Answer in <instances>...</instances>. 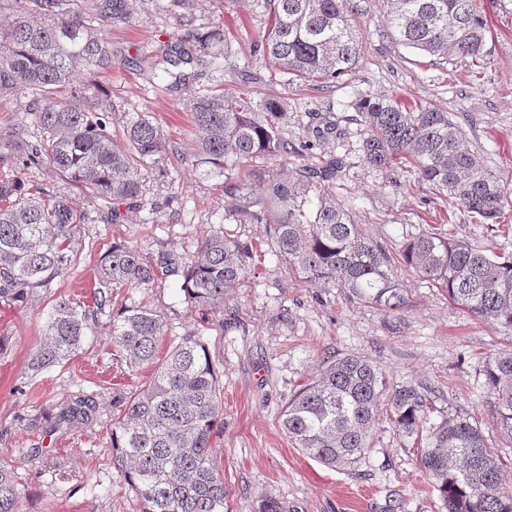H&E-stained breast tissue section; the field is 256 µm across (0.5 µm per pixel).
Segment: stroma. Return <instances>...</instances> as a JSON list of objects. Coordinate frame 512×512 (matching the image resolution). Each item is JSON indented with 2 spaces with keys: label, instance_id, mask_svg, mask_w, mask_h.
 <instances>
[{
  "label": "stroma",
  "instance_id": "stroma-1",
  "mask_svg": "<svg viewBox=\"0 0 512 512\" xmlns=\"http://www.w3.org/2000/svg\"><path fill=\"white\" fill-rule=\"evenodd\" d=\"M490 33V61L477 75L464 65H432L429 58L397 44L377 0H364L354 28L362 58L350 84L317 91L284 87L254 54L263 40L267 17L254 0H200L180 20L169 0H140L132 25H102L86 0H75L88 25L102 28L116 52L110 70L82 72L78 83L92 85L112 104V132L121 134L129 113L148 115L162 130L169 151L189 155L194 140L185 99L199 89L223 85L225 93L256 89L259 96L288 100L297 114L287 137L304 144L300 154L271 160L274 169L314 165L342 155L346 166L336 178L338 201L363 230L392 255H399L425 220L454 210L450 199L431 193L413 174L386 173L359 159L355 112L348 103L359 92L394 95L411 103H434L461 124L475 148L501 176L512 202V0H484ZM224 33L228 55L223 70L180 65L188 82L170 88L163 71L154 70L164 45L211 27ZM257 76L248 86L247 75ZM350 131L348 140L328 133V125ZM16 176L29 189L66 195L84 208L88 220L72 242L77 256L54 284V297L24 308L0 303V448L15 460L24 512H139L140 502L112 456L109 386H143L151 371L131 368L113 356L99 327L98 342L84 346L65 365L37 377L26 370L28 356L43 339L55 296L90 301L98 285L102 257L116 244L138 247L150 256L165 254L187 264L201 239L224 230L251 245L249 274L229 288L223 306L201 322L189 309L181 275L161 276L146 289L109 288L107 313L148 306L165 327L159 353L170 343L198 333L217 367L224 393L219 418L224 432L213 458L224 473L232 512H259L263 499L280 501L287 512H444L442 501L418 464L419 451L380 414L364 458L347 468L324 465L293 448L280 427L288 400L315 373L322 356L356 355L378 364L388 385L424 383L435 391L441 411L474 415L489 445L505 442L492 420L493 400L484 386L488 357L512 352V331L478 319L449 302L447 295L406 267L396 273L410 307L404 333H392L378 311L349 300L333 283L312 282L278 263L263 225L225 218L224 191L217 181H202L190 166L163 163L153 174L144 206L122 208L110 221L96 203L48 166L0 167V177ZM443 232L486 252L512 246V227L504 224H444ZM99 391L96 421L65 427L49 437L30 434L19 418L50 412L78 392ZM41 452L29 456L28 448Z\"/></svg>",
  "mask_w": 512,
  "mask_h": 512
}]
</instances>
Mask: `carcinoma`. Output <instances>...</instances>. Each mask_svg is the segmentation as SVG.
Wrapping results in <instances>:
<instances>
[{
    "mask_svg": "<svg viewBox=\"0 0 512 512\" xmlns=\"http://www.w3.org/2000/svg\"><path fill=\"white\" fill-rule=\"evenodd\" d=\"M0 13V97L29 93L25 111L41 129L14 128L0 146V163L48 164L117 216L120 206L144 205L153 164L166 154L159 127L146 116L130 119L125 145L112 139V108L87 86L73 84L79 71L108 69V39L85 26L74 0H10ZM389 16L391 36L444 65L488 61V26L480 0H376ZM268 28L259 46L285 85L316 90L351 80L361 43L351 25L360 0H261ZM101 20L133 23L128 0L97 5ZM174 64L208 68L224 56L218 29L174 47ZM195 141L191 166L224 187L227 213L266 225L277 259L311 281H328L353 301L404 328L405 288L383 245L365 234L352 212L336 202L334 180L343 160L299 166L282 175L254 166L256 158L286 157L301 148L285 136L288 102L244 92L196 91L187 99ZM358 114L359 151L368 167L389 173L413 169L417 180L454 199L476 224L505 222L506 187L475 150L464 129L433 105L359 93L349 103ZM87 214L62 195L36 197L18 178L0 179V299L19 307L51 293L74 263L70 244ZM248 245L219 231L204 237L183 274L182 290L207 319L224 294L249 269ZM406 266L460 309L512 329V253L486 254L443 232H420L404 245ZM176 273L136 247L114 245L98 268L94 305L56 299L42 343L32 352V376L69 361L95 335L98 314L112 286L147 288L159 273ZM108 341L132 367L154 363L164 323L147 308L126 309L109 319ZM485 386L496 400L493 421L512 439V353L488 359ZM432 391L411 384L395 388L378 365L354 355L322 359L317 374L288 400L280 426L294 447L330 467L350 466L370 448L382 405L399 434L414 443L426 437L419 466L439 492L446 512H512V490L503 485L500 451L488 446L478 422L455 412L429 424ZM112 454L141 501V512H229L224 476L211 458L222 406L215 366L197 334L184 336L139 391L112 390ZM94 393L80 392L56 405L47 418H25L27 431L50 434L89 423L99 413ZM0 512H22L12 465L0 461Z\"/></svg>",
    "mask_w": 512,
    "mask_h": 512,
    "instance_id": "cac0c4a2",
    "label": "carcinoma"
}]
</instances>
